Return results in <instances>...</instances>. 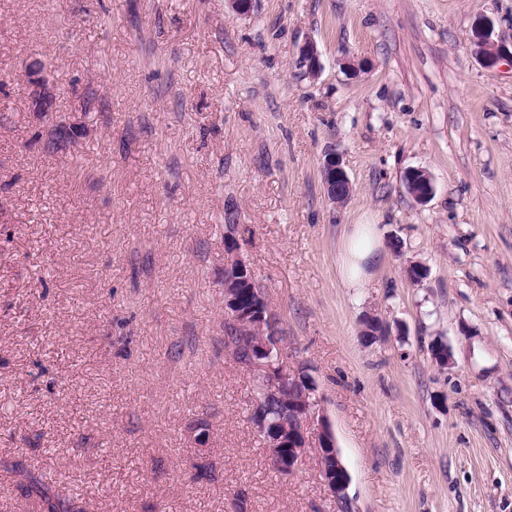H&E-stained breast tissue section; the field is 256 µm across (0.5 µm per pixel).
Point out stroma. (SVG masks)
I'll use <instances>...</instances> for the list:
<instances>
[{
	"label": "stroma",
	"mask_w": 512,
	"mask_h": 512,
	"mask_svg": "<svg viewBox=\"0 0 512 512\" xmlns=\"http://www.w3.org/2000/svg\"><path fill=\"white\" fill-rule=\"evenodd\" d=\"M484 18L512 43V0H0V512H39L31 475L83 512H339L316 453L283 477L252 422L230 248L313 383L352 512H512V65L476 55ZM56 120L84 132L49 153ZM357 224L381 253L354 289ZM368 313L389 329L372 343ZM26 84L32 112L47 117L53 111L54 94L47 67L40 59H30L24 65ZM323 185L328 200L333 204H340L347 200L353 191V185L342 165V161L336 152L325 155L322 165ZM346 188V196L339 200L337 194ZM406 188L417 203H426L434 194V184L430 174L422 169L410 171L406 176ZM379 248L373 224H357L345 237L339 268L347 287L362 286L367 269L378 260Z\"/></svg>",
	"instance_id": "35a3bbf8"
}]
</instances>
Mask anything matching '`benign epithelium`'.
<instances>
[{
  "label": "benign epithelium",
  "mask_w": 512,
  "mask_h": 512,
  "mask_svg": "<svg viewBox=\"0 0 512 512\" xmlns=\"http://www.w3.org/2000/svg\"><path fill=\"white\" fill-rule=\"evenodd\" d=\"M476 53L488 64L495 65L505 58L512 59V48L493 38V24L487 20L476 32ZM301 63L309 74L318 75L319 55L314 44L300 50ZM26 84L32 111L46 117L53 111L54 94L47 67L35 58L25 62ZM323 185L328 200L341 203L337 198L340 190L352 193L353 185L334 152L325 155L322 165ZM406 188L417 203L427 202L434 194L430 174L415 169L406 176ZM224 320L232 325L240 336L256 335L243 350L244 366L259 378L265 395L276 393L284 382L290 383L288 417L270 420L265 410H253L252 419L257 432L263 438L273 468L282 476L293 475L300 467L309 449L316 450L321 464L324 483L331 496L338 501L347 500L350 477L343 465L335 436L328 420L311 413L310 394L313 388L305 377L288 373L278 359L277 322L270 311L264 291L259 289L248 264L238 256L228 258L224 264Z\"/></svg>",
  "instance_id": "1"
}]
</instances>
